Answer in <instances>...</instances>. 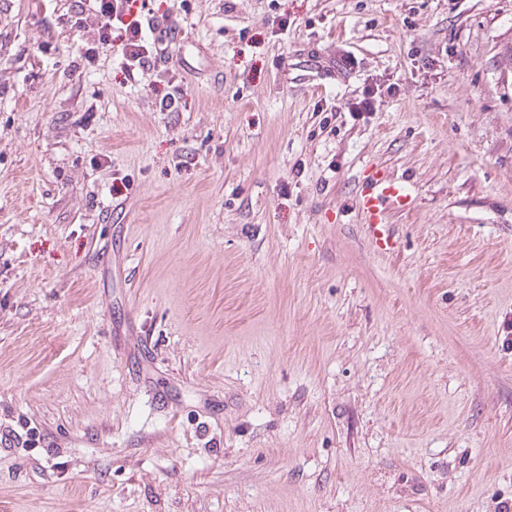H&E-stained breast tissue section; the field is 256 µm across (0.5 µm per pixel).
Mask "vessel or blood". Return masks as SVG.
Returning <instances> with one entry per match:
<instances>
[{
    "label": "vessel or blood",
    "instance_id": "1",
    "mask_svg": "<svg viewBox=\"0 0 512 512\" xmlns=\"http://www.w3.org/2000/svg\"><path fill=\"white\" fill-rule=\"evenodd\" d=\"M410 203L411 194L405 181L378 171L371 172L364 180L358 195V206L367 221L371 242L377 251H391L396 247L394 238L382 222L387 206L406 207Z\"/></svg>",
    "mask_w": 512,
    "mask_h": 512
}]
</instances>
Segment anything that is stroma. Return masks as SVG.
I'll return each instance as SVG.
<instances>
[{
    "label": "stroma",
    "mask_w": 512,
    "mask_h": 512,
    "mask_svg": "<svg viewBox=\"0 0 512 512\" xmlns=\"http://www.w3.org/2000/svg\"><path fill=\"white\" fill-rule=\"evenodd\" d=\"M146 2L0 0V512H512V0ZM71 15V27L82 30L92 27L94 39L86 43L80 53L79 62L72 65V75L80 76L88 65L95 64L99 49L109 47L120 50L124 71L134 76V71L149 70L153 59L165 43L152 36L153 28L147 18H142L133 9V0H79L75 1ZM411 194L406 182L394 179L380 171H372L362 183L359 195V210L365 216L373 247L379 252L396 248V241L382 224V215L388 205L407 207Z\"/></svg>",
    "instance_id": "obj_1"
}]
</instances>
